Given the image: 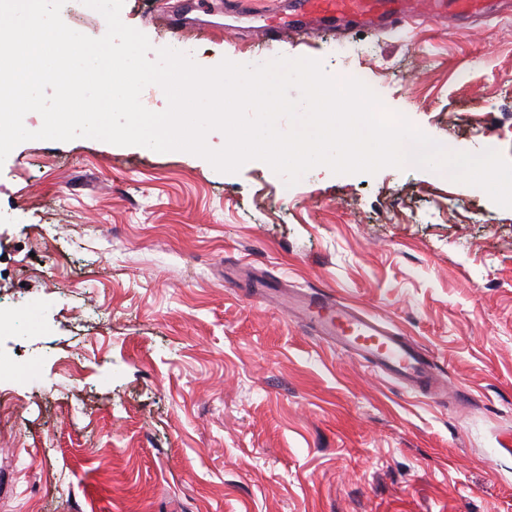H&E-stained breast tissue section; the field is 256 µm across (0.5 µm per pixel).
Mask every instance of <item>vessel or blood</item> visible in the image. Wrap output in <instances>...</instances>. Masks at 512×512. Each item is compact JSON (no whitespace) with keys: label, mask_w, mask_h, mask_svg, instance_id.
<instances>
[{"label":"vessel or blood","mask_w":512,"mask_h":512,"mask_svg":"<svg viewBox=\"0 0 512 512\" xmlns=\"http://www.w3.org/2000/svg\"><path fill=\"white\" fill-rule=\"evenodd\" d=\"M486 0H292L287 14L258 27L271 41L303 37L313 29H335L347 23L370 29H397L415 21L470 18L485 11ZM288 307L319 336L356 353L406 387L433 391L439 382L418 347L378 317L318 294L289 297Z\"/></svg>","instance_id":"vessel-or-blood-1"}]
</instances>
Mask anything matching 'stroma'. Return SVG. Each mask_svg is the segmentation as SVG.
<instances>
[{
	"label": "stroma",
	"mask_w": 512,
	"mask_h": 512,
	"mask_svg": "<svg viewBox=\"0 0 512 512\" xmlns=\"http://www.w3.org/2000/svg\"><path fill=\"white\" fill-rule=\"evenodd\" d=\"M290 0H125L153 48L364 74L453 151L512 161V17L254 43ZM315 290L413 341L405 388L255 299ZM0 512H512V209L408 166L236 173L182 151L33 140L0 165Z\"/></svg>",
	"instance_id": "1"
}]
</instances>
